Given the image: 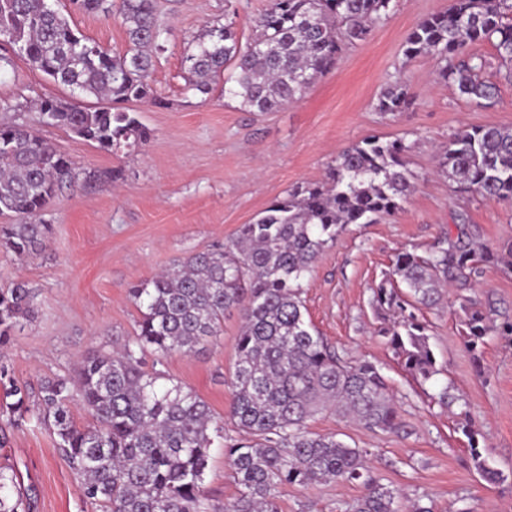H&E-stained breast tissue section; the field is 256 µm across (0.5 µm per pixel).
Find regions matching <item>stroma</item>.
<instances>
[{"label":"stroma","mask_w":512,"mask_h":512,"mask_svg":"<svg viewBox=\"0 0 512 512\" xmlns=\"http://www.w3.org/2000/svg\"><path fill=\"white\" fill-rule=\"evenodd\" d=\"M270 0H159L164 29L150 83L162 105L128 102L151 136L140 148L107 151L61 128L44 136L75 166L74 183L40 214L52 228L48 248L25 259L0 250V289L17 279L38 290L34 317L14 332L0 361L15 378L31 384L67 372L90 349L110 350L131 338L140 309L133 285L167 269L175 259L228 244L240 225L253 222L289 189L322 180L342 149L370 136L402 139L408 168L418 186L404 208L373 224L346 226L319 256L303 283L307 317L340 355L378 366L412 432L396 436L365 429L324 412L310 419L311 432L337 435L367 452L373 477L401 493L402 505L419 499L433 512H512V270L487 268L469 296L488 309L495 328L479 358L464 345L458 292L443 304L421 309L437 359V374L418 384L403 369L380 330L387 316L372 304L373 288L391 269L399 251L424 256L454 230L464 215L478 243L493 249L512 244V201L457 192L437 173V152L464 126L512 128V79L490 42L470 44L488 61L483 76L499 88L497 104L485 109L438 82L433 56L406 59L404 45L416 24L447 8L449 0H394L389 17L369 38L347 49L300 99L271 112H247L237 100L214 91L185 92L182 61L198 35L224 14L234 16L241 41L255 34V20ZM57 7L76 29L112 53L123 52L126 34L112 18ZM0 75V106L21 104L26 115L46 96L97 106L69 87L49 83L26 61L12 57ZM412 93L402 112L382 113L375 103L393 77ZM238 311L224 317V331L205 351L172 355L165 374L193 390L224 422L225 436L238 430L228 417V382L236 363ZM449 389L456 398L441 405ZM470 420L481 434L479 451L502 472L503 482L484 480L473 465L458 425ZM12 467L32 496L30 512H97L44 425L31 422L8 430L0 464ZM205 490L215 505L233 501L239 486L221 447H213ZM357 484L280 486V512H344L358 498Z\"/></svg>","instance_id":"1"}]
</instances>
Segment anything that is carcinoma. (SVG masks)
<instances>
[{
  "label": "carcinoma",
  "instance_id": "cac0c4a2",
  "mask_svg": "<svg viewBox=\"0 0 512 512\" xmlns=\"http://www.w3.org/2000/svg\"><path fill=\"white\" fill-rule=\"evenodd\" d=\"M79 10L119 20L127 49L112 55L74 28L48 0H0V37L14 56L58 84L113 103L153 98L148 82L163 29L156 0H71ZM391 0H271L256 20L258 34L241 43L234 21H216L184 58L187 90L210 95L217 85L248 112H271L300 98L349 47L387 19ZM492 42L498 61L512 64V0H452L418 22L404 55L428 54L442 66L440 79L484 108L497 103L498 87L480 74L487 60L467 51ZM412 99L406 81L387 82L375 109L401 112ZM37 123L65 129L108 151L144 144L149 132L137 113L112 106L93 110L45 98ZM398 140L373 137L342 150L325 178L288 190L229 245L176 260L172 267L129 289L143 308L134 336L117 350L92 349L74 373L48 378L34 391L9 374L0 414L19 427L35 419L51 426L57 448L81 481L83 497L102 512H279L281 485L357 483L362 495L346 512H399V493L380 484L365 465L366 452L334 435L307 430V421L331 410L364 428L406 434L380 369L345 361L305 317L302 281L324 249L349 224H370L402 208L415 176ZM438 170L462 192L512 201V129L467 127L441 147ZM71 159L58 152L25 118L0 122V249L28 256L48 247L50 227L36 220L72 183ZM512 252L473 241L458 225L456 239L423 258L397 254L388 278L373 289V304L392 316L381 335L404 370L425 383L438 372L427 325L415 305L440 303L441 287L470 289L489 265L507 264ZM36 289L23 280L0 289V348L13 330L33 318ZM239 310L229 416L243 433L224 447L239 485L220 508L204 482L224 423L194 392L156 366L171 354H196L223 330L224 314ZM463 334L479 358L493 329L486 312L464 306ZM152 366H147V359ZM80 406L90 423H77ZM475 469L489 482L502 476L477 450V432L461 423ZM12 468L0 466V512H28Z\"/></svg>",
  "mask_w": 512,
  "mask_h": 512
}]
</instances>
